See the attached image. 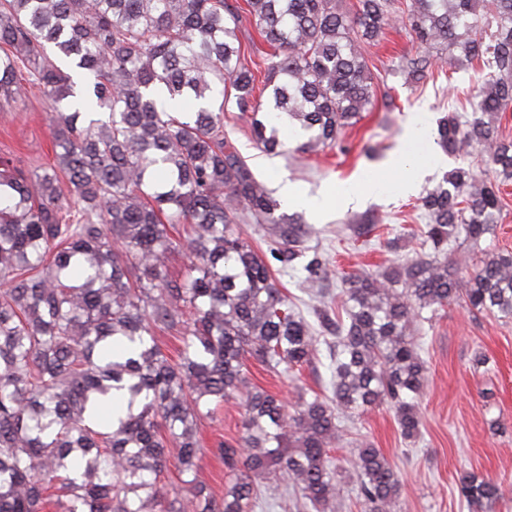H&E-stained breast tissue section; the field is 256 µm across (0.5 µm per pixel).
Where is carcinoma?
Segmentation results:
<instances>
[{"mask_svg":"<svg viewBox=\"0 0 512 512\" xmlns=\"http://www.w3.org/2000/svg\"><path fill=\"white\" fill-rule=\"evenodd\" d=\"M0 0V97L30 83L47 113L57 164L0 168V512H255L288 499L297 512H341L340 473L356 475L361 512H400L401 483L384 453L362 442L336 458L337 422L389 405L402 436L422 425L428 366L415 336L448 304L512 320V253L471 265L448 242H478L498 223L501 196L458 168L421 198L425 250L383 269L341 277L333 315L319 284L333 265L307 257L309 227L278 204L224 135L215 91L252 113L256 146L281 147L257 118L258 75L274 118L312 133L300 149L336 143L372 105L366 49L396 18L423 55L477 62L478 102L461 124L441 119L448 154L471 149L512 178V140L495 120L512 112V0ZM249 24L269 51L245 57ZM191 100L173 115L158 98ZM265 225L281 270L300 269L317 325L297 314L263 254L237 229ZM190 265L169 277L163 258ZM430 315H424V312ZM181 334L178 358L158 333ZM325 343L333 397H301L293 411L245 373L306 365ZM234 400L243 433L219 443L230 486L221 498L199 478L201 421ZM98 406L97 423L88 410ZM178 463L180 486L160 476ZM191 478H185V475ZM473 512H494L500 482L459 477Z\"/></svg>","mask_w":512,"mask_h":512,"instance_id":"carcinoma-1","label":"carcinoma"}]
</instances>
